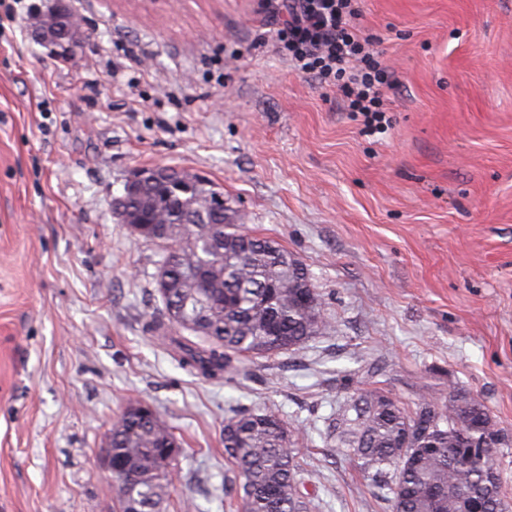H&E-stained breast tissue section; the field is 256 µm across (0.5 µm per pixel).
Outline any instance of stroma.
Here are the masks:
<instances>
[{"label":"stroma","instance_id":"1","mask_svg":"<svg viewBox=\"0 0 512 512\" xmlns=\"http://www.w3.org/2000/svg\"><path fill=\"white\" fill-rule=\"evenodd\" d=\"M53 3L0 31V512H114L101 457L135 402L179 444L164 512H230L236 406L290 421L315 512H390L317 433L371 364L407 407L479 397L512 502V0H365L403 81L375 136L255 46L257 0H65L73 51L36 34ZM152 166L299 258L330 331L242 376L183 366L152 327L160 249L113 213Z\"/></svg>","mask_w":512,"mask_h":512}]
</instances>
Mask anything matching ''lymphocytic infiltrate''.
<instances>
[{"mask_svg":"<svg viewBox=\"0 0 512 512\" xmlns=\"http://www.w3.org/2000/svg\"><path fill=\"white\" fill-rule=\"evenodd\" d=\"M363 2L258 0L266 30L257 41L276 43L301 75L339 93L343 110L372 136L392 126L386 97L400 79L384 60L382 36L360 24Z\"/></svg>","mask_w":512,"mask_h":512,"instance_id":"f902f5d3","label":"lymphocytic infiltrate"}]
</instances>
